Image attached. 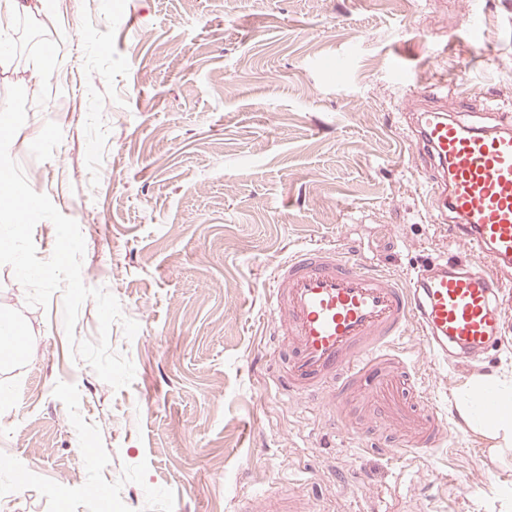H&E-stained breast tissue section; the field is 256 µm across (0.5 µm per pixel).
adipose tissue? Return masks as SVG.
<instances>
[{"mask_svg":"<svg viewBox=\"0 0 512 512\" xmlns=\"http://www.w3.org/2000/svg\"><path fill=\"white\" fill-rule=\"evenodd\" d=\"M460 415L495 439L499 456L512 453V383L494 376L475 380L461 396Z\"/></svg>","mask_w":512,"mask_h":512,"instance_id":"obj_1","label":"adipose tissue"}]
</instances>
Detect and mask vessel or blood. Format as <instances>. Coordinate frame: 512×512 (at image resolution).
Segmentation results:
<instances>
[{"label":"vessel or blood","instance_id":"b4317fda","mask_svg":"<svg viewBox=\"0 0 512 512\" xmlns=\"http://www.w3.org/2000/svg\"><path fill=\"white\" fill-rule=\"evenodd\" d=\"M414 135L432 223L448 225L453 243L487 260L491 271L440 259L408 279L332 247H304L276 269L269 315L287 351L273 375L283 396L314 398L336 419L364 398L393 456L442 447L448 418L419 389L402 357L410 334L429 356L448 363L484 360L512 308L499 296L494 270H512V119L476 126L444 110H423ZM237 512H306L302 498H269Z\"/></svg>","mask_w":512,"mask_h":512}]
</instances>
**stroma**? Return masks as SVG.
Returning a JSON list of instances; mask_svg holds the SVG:
<instances>
[{
    "mask_svg": "<svg viewBox=\"0 0 512 512\" xmlns=\"http://www.w3.org/2000/svg\"><path fill=\"white\" fill-rule=\"evenodd\" d=\"M19 16L0 71L29 102L9 152L85 239L82 280L139 331L109 333L134 364L116 390L73 359L63 294L26 303L0 265V318L27 352L0 368V512H234L298 486L317 512H512V456L460 425L474 376L512 380V332L480 364H442L418 335L409 364L448 413L447 446L399 462L362 450L358 405L269 388L267 280L305 245L405 277L449 249L430 223L410 131L421 103L512 114V0H49ZM482 57L449 43L469 7ZM415 69L403 83L392 62Z\"/></svg>",
    "mask_w": 512,
    "mask_h": 512,
    "instance_id": "obj_1",
    "label": "stroma"
}]
</instances>
